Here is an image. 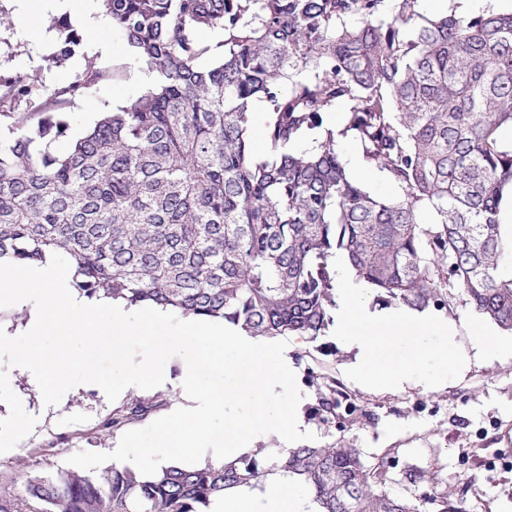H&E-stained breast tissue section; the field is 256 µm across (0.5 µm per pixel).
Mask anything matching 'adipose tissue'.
<instances>
[{"label":"adipose tissue","mask_w":512,"mask_h":512,"mask_svg":"<svg viewBox=\"0 0 512 512\" xmlns=\"http://www.w3.org/2000/svg\"><path fill=\"white\" fill-rule=\"evenodd\" d=\"M16 21L32 37L44 41L48 35L40 20L43 15L76 14L75 0H20ZM340 307L334 334L348 347L357 349L353 379L362 385L400 388L407 378L404 367L391 364L380 354L382 344L406 336L419 339L430 331L452 335L453 329L441 316L409 309L372 306L366 288L337 263ZM287 478L272 473L257 486H242L215 499L210 512H319L312 499L289 492Z\"/></svg>","instance_id":"1"}]
</instances>
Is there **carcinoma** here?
Masks as SVG:
<instances>
[{
	"mask_svg": "<svg viewBox=\"0 0 512 512\" xmlns=\"http://www.w3.org/2000/svg\"><path fill=\"white\" fill-rule=\"evenodd\" d=\"M154 81L62 152L60 109L100 73L52 91L0 78V262L58 253L88 298L222 319L257 339L325 335L336 259L385 307L424 311L460 288L512 331L500 204L512 185V12L429 17L421 0H96ZM50 61L82 37L58 20ZM210 30L218 41L206 43ZM215 57L209 68L200 65ZM267 114L256 154L251 114ZM344 108L337 130L327 117ZM402 189L378 199L341 142ZM162 406L138 400L104 430ZM336 387L320 398L335 421ZM280 470L320 512H421L376 486L356 448L265 449L221 465L127 466L28 480L0 512H209L212 498Z\"/></svg>",
	"mask_w": 512,
	"mask_h": 512,
	"instance_id": "cac0c4a2",
	"label": "carcinoma"
}]
</instances>
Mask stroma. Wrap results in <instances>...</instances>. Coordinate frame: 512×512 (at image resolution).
<instances>
[{
	"instance_id": "obj_1",
	"label": "stroma",
	"mask_w": 512,
	"mask_h": 512,
	"mask_svg": "<svg viewBox=\"0 0 512 512\" xmlns=\"http://www.w3.org/2000/svg\"><path fill=\"white\" fill-rule=\"evenodd\" d=\"M16 9L17 0H0L5 17L0 76L22 69L38 74L52 89L75 74L107 75L66 107L68 137L149 86L146 67L134 61L112 24L103 26L111 54L90 51L92 33L84 28L76 54L53 67L48 59L54 45L37 43L23 32ZM437 312L453 327V337L431 333L417 342L403 337L381 347L383 356L410 368L409 380L399 390L354 382L356 352L335 336L314 341L289 337L285 355L302 390L305 423L317 445L356 448L368 467L384 466L385 490L391 495L418 501L444 494L461 501L464 512H512V356H493L474 346L472 327L478 316L462 290L450 289ZM449 348L465 358L464 366H442ZM0 377L10 381L8 397H0V497L7 499L22 495L27 477L67 469L68 457L76 452L113 451L123 432L102 430L101 422L137 398L131 392L111 402L97 385H79L48 407L29 373L0 363ZM330 379L355 415L341 409L335 421H324L318 398ZM416 471L424 473V480H413Z\"/></svg>"
}]
</instances>
